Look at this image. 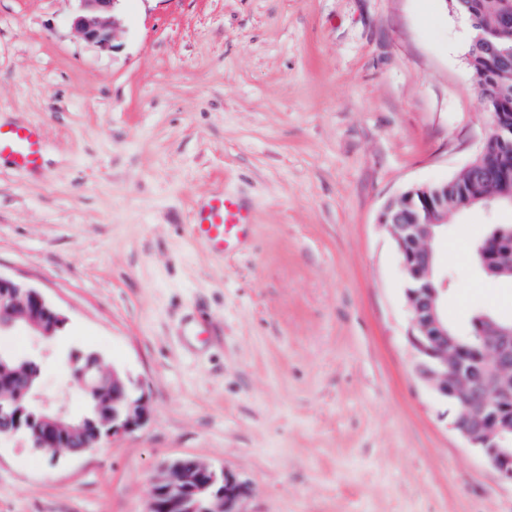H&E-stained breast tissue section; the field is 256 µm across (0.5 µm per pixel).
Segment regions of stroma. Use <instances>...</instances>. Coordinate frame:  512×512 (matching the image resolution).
Instances as JSON below:
<instances>
[{
    "instance_id": "35a3bbf8",
    "label": "stroma",
    "mask_w": 512,
    "mask_h": 512,
    "mask_svg": "<svg viewBox=\"0 0 512 512\" xmlns=\"http://www.w3.org/2000/svg\"><path fill=\"white\" fill-rule=\"evenodd\" d=\"M76 0H0V122L44 140L0 164V274L67 318L40 382L78 414L80 347L140 383L147 420L56 463L0 437V512H147L182 456L246 488L242 512H512L423 383L386 203L454 178L490 116L445 0H123L113 46ZM252 206L244 250L188 233L196 196ZM508 207L433 244L448 320L512 318L469 259Z\"/></svg>"
}]
</instances>
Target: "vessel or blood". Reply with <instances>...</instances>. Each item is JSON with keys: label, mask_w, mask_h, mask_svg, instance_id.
I'll use <instances>...</instances> for the list:
<instances>
[{"label": "vessel or blood", "mask_w": 512, "mask_h": 512, "mask_svg": "<svg viewBox=\"0 0 512 512\" xmlns=\"http://www.w3.org/2000/svg\"><path fill=\"white\" fill-rule=\"evenodd\" d=\"M0 160L32 172L42 162V138L37 128L0 124ZM253 223L250 207L236 194L220 191L194 200L189 233L211 253L222 256L240 250Z\"/></svg>", "instance_id": "obj_1"}]
</instances>
